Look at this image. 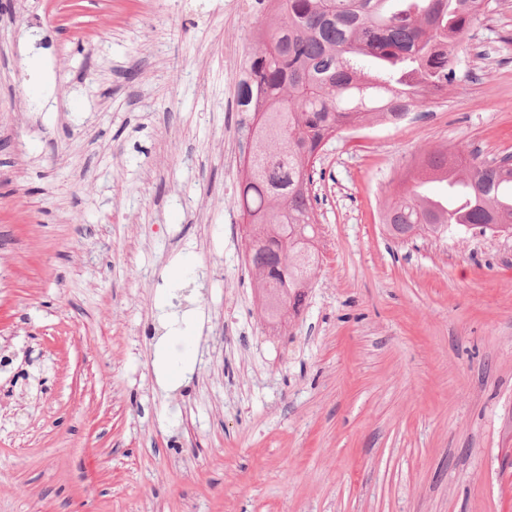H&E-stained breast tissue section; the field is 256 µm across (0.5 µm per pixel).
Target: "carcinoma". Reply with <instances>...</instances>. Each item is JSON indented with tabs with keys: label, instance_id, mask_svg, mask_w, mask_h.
<instances>
[{
	"label": "carcinoma",
	"instance_id": "obj_1",
	"mask_svg": "<svg viewBox=\"0 0 512 512\" xmlns=\"http://www.w3.org/2000/svg\"><path fill=\"white\" fill-rule=\"evenodd\" d=\"M238 106L257 148L243 158L238 202L264 316L288 321L319 267L310 168L325 142L381 116L420 110L456 80V56L485 0H268ZM420 178L459 184L455 211L420 195ZM395 238L477 228L512 235V167L430 152L407 170L385 213Z\"/></svg>",
	"mask_w": 512,
	"mask_h": 512
}]
</instances>
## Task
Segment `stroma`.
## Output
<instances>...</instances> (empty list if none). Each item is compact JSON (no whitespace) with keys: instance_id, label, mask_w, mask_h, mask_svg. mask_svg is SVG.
Segmentation results:
<instances>
[{"instance_id":"35a3bbf8","label":"stroma","mask_w":512,"mask_h":512,"mask_svg":"<svg viewBox=\"0 0 512 512\" xmlns=\"http://www.w3.org/2000/svg\"><path fill=\"white\" fill-rule=\"evenodd\" d=\"M234 0H0V512H512V236L391 238L427 152L512 155V0L320 150L298 315L235 199Z\"/></svg>"}]
</instances>
